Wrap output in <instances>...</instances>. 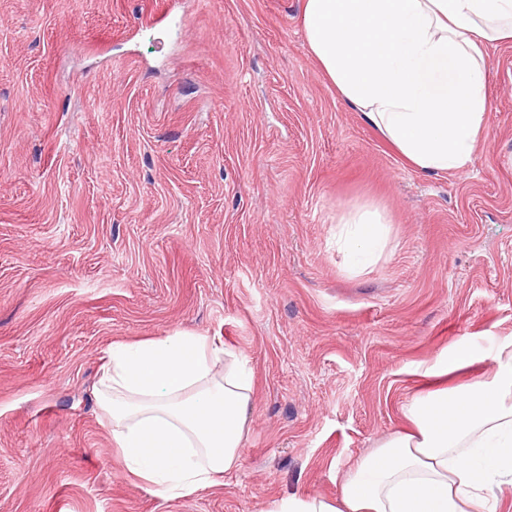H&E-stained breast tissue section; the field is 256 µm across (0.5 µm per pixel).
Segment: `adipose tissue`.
<instances>
[{"mask_svg":"<svg viewBox=\"0 0 512 512\" xmlns=\"http://www.w3.org/2000/svg\"><path fill=\"white\" fill-rule=\"evenodd\" d=\"M308 50L338 96L414 168L465 170L488 120L484 47L512 41V0H303ZM359 265L379 258L377 212L347 219ZM223 360L224 376L213 363ZM101 400L129 472L171 496L223 484L248 422L253 371L201 336L114 345ZM347 473L336 501L278 512H498L512 485V350L489 381L427 392Z\"/></svg>","mask_w":512,"mask_h":512,"instance_id":"1","label":"adipose tissue"}]
</instances>
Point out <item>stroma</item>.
<instances>
[{
  "label": "stroma",
  "instance_id": "obj_1",
  "mask_svg": "<svg viewBox=\"0 0 512 512\" xmlns=\"http://www.w3.org/2000/svg\"><path fill=\"white\" fill-rule=\"evenodd\" d=\"M471 164L426 174L336 94L302 0H0V512L335 499L438 387L512 344V41ZM387 245L343 260L342 218ZM178 332L255 374L238 467L170 497L100 408L113 344ZM471 365L434 375L439 359ZM343 231L349 256L358 265L379 258L385 247V230L375 211L364 210L347 219Z\"/></svg>",
  "mask_w": 512,
  "mask_h": 512
}]
</instances>
